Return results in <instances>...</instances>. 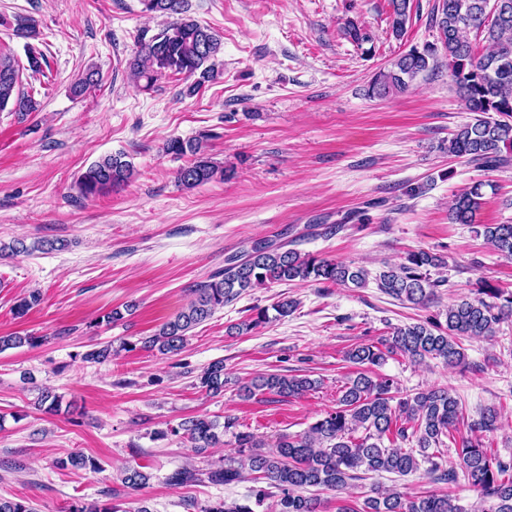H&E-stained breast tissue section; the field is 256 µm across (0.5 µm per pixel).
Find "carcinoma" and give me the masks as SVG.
<instances>
[{
    "instance_id": "obj_1",
    "label": "carcinoma",
    "mask_w": 512,
    "mask_h": 512,
    "mask_svg": "<svg viewBox=\"0 0 512 512\" xmlns=\"http://www.w3.org/2000/svg\"><path fill=\"white\" fill-rule=\"evenodd\" d=\"M143 11L160 14L171 21L148 42L142 44L129 63L134 81L144 91L169 75L190 80L184 90L189 96L201 86L217 79L215 59L222 51V40L210 28L187 16L186 0H141ZM391 29L395 37L404 35L410 18L411 0H391ZM435 24L439 28L448 70L466 107L473 113L448 139V155L487 168L512 162V0H440ZM474 29L483 36L484 51L476 53L466 33ZM344 34L358 45L372 41L370 33L348 19ZM27 66L22 68L9 53L0 52V111L9 110L26 116L39 109L33 95L17 89L20 70L43 73V51L25 44ZM438 64L436 52L411 49L379 69L372 80V94L382 97L410 89L418 76ZM163 151L193 160L177 171L178 182L187 189L224 178V168L204 155L202 140L171 137ZM135 174L133 164L119 153L106 155L90 164L78 177L85 197L104 194L129 182ZM485 184L476 182L456 198L450 212L455 224L475 223L484 197ZM476 233L500 255L512 258V224H480ZM67 243L41 240L31 245L22 239L0 243V257L28 255L35 250H62ZM247 262L237 264L238 256L224 260V268L208 281L192 289L193 298L174 318L156 332L139 340L141 347L161 354L178 355L185 347L189 332L208 320L216 310L242 294L258 287L297 281L363 288L370 273L360 266L303 253L288 244L255 242L244 254ZM445 264L443 256L424 249L411 251L400 262L386 266L376 275L377 287L400 301L427 306L437 297L442 281L431 277V270ZM512 318V291L480 288L473 298H462L420 323L391 328L390 335L378 343L356 346L348 354L357 365L377 366L385 357L400 354L412 360L438 359L447 366H458L465 355L458 339L462 336L492 337L497 326ZM45 341L42 336H0V352L24 345L35 347ZM112 358V345L105 344L82 354V360L102 363ZM201 387L213 395L224 391V363L210 364L200 376ZM318 382L306 376L268 373L240 389L244 399L258 391L280 397H298L313 391ZM38 406L47 413L56 411L62 396L43 390ZM462 418L460 401L447 389H430L401 395L391 378H373L359 372L349 380L335 410L310 425L301 434L280 438L276 449L264 450V443L249 431L239 430L238 419L227 415L224 422L207 417L181 420L159 437H180L193 447L204 450L234 438L236 455L197 469L180 467L166 477V483L183 487L197 483L225 486L241 482L252 475L258 486L241 500L219 499L199 506L185 502V508L197 512H259L270 498L275 512H319V500L306 496L310 488L341 492L350 481L361 480L368 473L411 474L420 468L436 482L457 484L465 480L479 493L474 512H512V460H504L483 441L484 434L497 429L498 411L492 407L481 411L470 424L471 436L462 439L458 449L459 467L447 468L442 457L429 449L445 445ZM363 436L356 438V432ZM415 448L404 449L403 443ZM68 466L96 472L99 464L79 453L57 461ZM150 475L132 467L124 471L122 484L139 490ZM106 501L73 505L69 512H150L142 506L135 511L123 507L117 490L107 491ZM366 512H466L446 494L411 496L391 490L365 501ZM0 512H37L28 500L0 497Z\"/></svg>"
}]
</instances>
